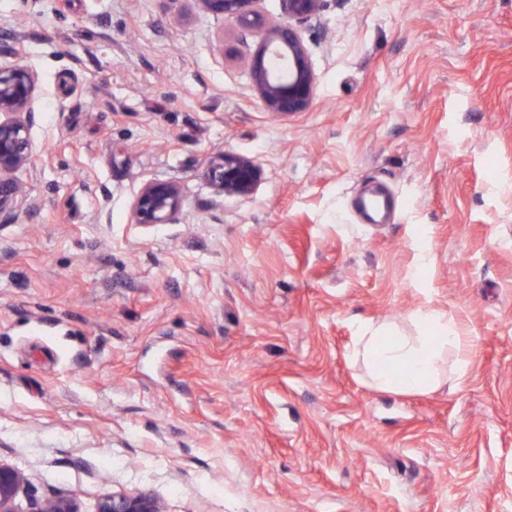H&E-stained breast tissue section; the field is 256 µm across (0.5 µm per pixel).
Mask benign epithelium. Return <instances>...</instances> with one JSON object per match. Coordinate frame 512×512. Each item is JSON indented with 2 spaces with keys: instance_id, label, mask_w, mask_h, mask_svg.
Instances as JSON below:
<instances>
[{
  "instance_id": "1",
  "label": "benign epithelium",
  "mask_w": 512,
  "mask_h": 512,
  "mask_svg": "<svg viewBox=\"0 0 512 512\" xmlns=\"http://www.w3.org/2000/svg\"><path fill=\"white\" fill-rule=\"evenodd\" d=\"M201 11L221 16L243 34H262L251 60V75L264 109L277 116L307 111L313 104L315 73L309 62L300 25L315 18L324 0H281L288 22L270 26L257 10V0H191ZM39 91L38 74L16 57L0 64V222L15 218L35 202L16 180L15 174L31 163L30 129L33 104ZM204 176L218 193L228 196L252 194L260 169L250 158L220 151L209 157ZM185 199L172 181L143 183L132 203L136 224H171L180 218ZM27 484L18 468L0 463V512H79L70 497L29 498L20 510L17 497ZM96 512H167L164 502L147 491L114 493L102 497Z\"/></svg>"
}]
</instances>
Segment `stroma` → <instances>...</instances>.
Returning a JSON list of instances; mask_svg holds the SVG:
<instances>
[{
	"mask_svg": "<svg viewBox=\"0 0 512 512\" xmlns=\"http://www.w3.org/2000/svg\"><path fill=\"white\" fill-rule=\"evenodd\" d=\"M313 106L192 0H0L39 76L36 201L0 226V463L94 512H512V0H325ZM229 151L256 191L203 177ZM148 180L172 224H137ZM374 185L395 209L369 224ZM472 339L466 385L371 388L355 326ZM203 174L223 196L251 195L260 179V169L252 159L225 151L209 157ZM185 199L180 186L172 181L143 183L132 203L137 224H171L180 218ZM95 512H167L164 502L147 491L112 493L102 497Z\"/></svg>",
	"mask_w": 512,
	"mask_h": 512,
	"instance_id": "obj_1",
	"label": "stroma"
}]
</instances>
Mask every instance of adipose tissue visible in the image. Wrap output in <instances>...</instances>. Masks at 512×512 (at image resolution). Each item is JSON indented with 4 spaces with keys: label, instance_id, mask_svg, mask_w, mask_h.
I'll list each match as a JSON object with an SVG mask.
<instances>
[{
    "label": "adipose tissue",
    "instance_id": "ef3b65f1",
    "mask_svg": "<svg viewBox=\"0 0 512 512\" xmlns=\"http://www.w3.org/2000/svg\"><path fill=\"white\" fill-rule=\"evenodd\" d=\"M416 333L405 334L389 323H358L350 349L366 378L380 391L417 394L444 378L464 383L472 364L470 344L453 316L435 311L414 314Z\"/></svg>",
    "mask_w": 512,
    "mask_h": 512
}]
</instances>
